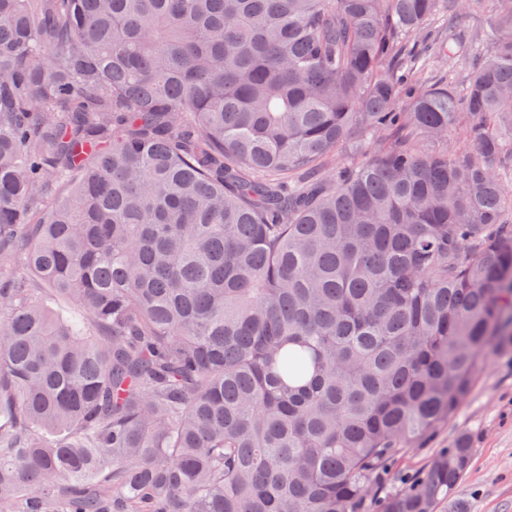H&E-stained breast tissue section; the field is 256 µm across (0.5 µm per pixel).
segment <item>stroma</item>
<instances>
[{"label":"stroma","instance_id":"1","mask_svg":"<svg viewBox=\"0 0 512 512\" xmlns=\"http://www.w3.org/2000/svg\"><path fill=\"white\" fill-rule=\"evenodd\" d=\"M491 6V0H476L452 22L435 15L411 39L421 47L440 44L452 25L476 32ZM463 432L473 439L472 467L449 499V512H512V363L496 356L489 358L463 405L439 428L434 440L427 447L409 449L387 468L381 491L399 490Z\"/></svg>","mask_w":512,"mask_h":512}]
</instances>
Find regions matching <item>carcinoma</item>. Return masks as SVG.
Wrapping results in <instances>:
<instances>
[{
	"label": "carcinoma",
	"mask_w": 512,
	"mask_h": 512,
	"mask_svg": "<svg viewBox=\"0 0 512 512\" xmlns=\"http://www.w3.org/2000/svg\"><path fill=\"white\" fill-rule=\"evenodd\" d=\"M0 0V512L384 497L512 353V0ZM492 0H476L475 4L459 12L455 19V26L458 30L474 33L490 14ZM445 34L448 36V18L442 14L430 18L424 27L410 36L420 48L424 47L428 40L433 42L434 48L427 57L423 66L422 78L427 84L437 83L448 79V52L447 56L438 54V46Z\"/></svg>",
	"instance_id": "1"
}]
</instances>
